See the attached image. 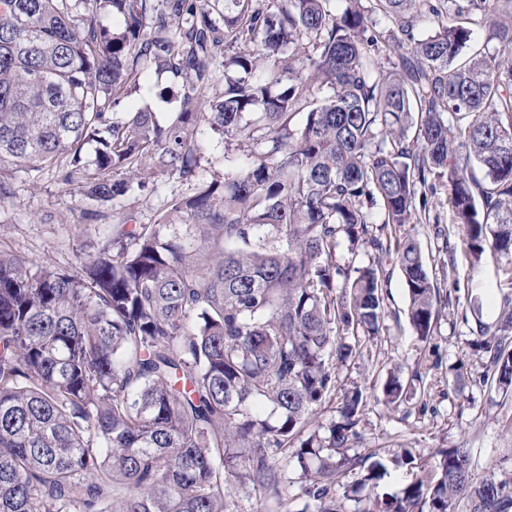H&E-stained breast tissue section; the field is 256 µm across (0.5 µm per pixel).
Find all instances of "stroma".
Listing matches in <instances>:
<instances>
[{"mask_svg":"<svg viewBox=\"0 0 512 512\" xmlns=\"http://www.w3.org/2000/svg\"><path fill=\"white\" fill-rule=\"evenodd\" d=\"M147 79L158 92L131 93L136 107L160 119L177 111L180 78L152 71ZM12 187V201L0 203V243L13 253L79 271L103 232L102 222L85 219L91 203L80 188L60 185L48 172L35 181L18 173ZM192 187L179 175L158 171L148 188L129 197L126 205L146 224L166 198L189 194ZM429 206L427 222L406 225L403 232L418 242L445 295L433 335L424 341L415 334L406 315L402 275L394 260L385 259L390 274L385 327L380 335L358 337L356 356L337 365L336 390L312 419L313 425H327L344 392L361 387L364 407L354 453L386 459L405 448L418 465L391 469L378 486H365L357 500L341 499L343 512H358L377 498L402 496L421 467H432L443 448L469 450L473 481L493 474L512 483V389L486 381L489 358L472 347L481 329L498 328L505 302L512 300V279L506 274L512 259L489 252L476 263L461 237L443 240L441 232L448 227L446 187H438ZM394 373L403 384V395L389 404L384 389Z\"/></svg>","mask_w":512,"mask_h":512,"instance_id":"1","label":"stroma"}]
</instances>
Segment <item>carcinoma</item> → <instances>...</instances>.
<instances>
[{"label":"carcinoma","mask_w":512,"mask_h":512,"mask_svg":"<svg viewBox=\"0 0 512 512\" xmlns=\"http://www.w3.org/2000/svg\"><path fill=\"white\" fill-rule=\"evenodd\" d=\"M359 2L0 0V203L7 163L81 188L89 220L112 210L76 272L0 248V512H235L231 483L278 498L290 458L317 512H342L340 476L384 477L348 454L356 386L300 440L356 353L347 337L378 336L387 317L385 266L345 267L338 250L389 255L383 231L422 223L446 183L474 262L512 254V26L462 60L471 31L456 18L493 20L490 0H447L424 39L409 12L441 16L430 0H375L379 18ZM386 39L404 52L383 74ZM152 67L182 81L163 124L125 104L131 86L154 92ZM209 132L247 151L222 181L199 177ZM153 167L194 192L139 224L124 201ZM395 259L426 339L440 289L412 237ZM511 332L512 312L477 341L505 388ZM439 455L364 512H512L506 482H472L468 449Z\"/></svg>","instance_id":"1"}]
</instances>
